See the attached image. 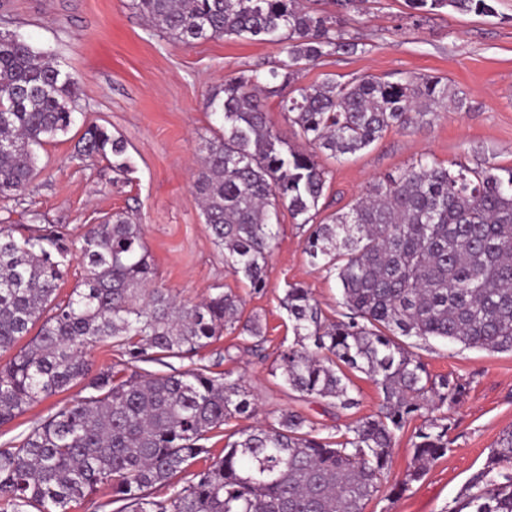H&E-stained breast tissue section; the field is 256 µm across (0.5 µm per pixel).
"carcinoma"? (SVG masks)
<instances>
[{
  "label": "carcinoma",
  "mask_w": 512,
  "mask_h": 512,
  "mask_svg": "<svg viewBox=\"0 0 512 512\" xmlns=\"http://www.w3.org/2000/svg\"><path fill=\"white\" fill-rule=\"evenodd\" d=\"M365 0H331L325 14L305 0H130L174 43L250 35L282 46L286 60L242 72L207 98L220 127L202 139L193 183L204 224L225 268L254 292L266 268L282 207L305 227V252L341 286L347 312L328 322L308 289L290 286L281 305L294 343L280 354V377L302 397L351 410L350 372L370 376L377 412L336 436L300 412L283 410L245 428L224 455L166 499L150 490L208 453L200 441L252 413L242 379L191 367L139 372V363L193 360L224 331L264 332L243 318L240 299L222 290L187 306L150 284L155 269L143 226L123 213L73 236L31 224L14 236L0 226V426L33 403L80 384L88 395L56 407L21 441L0 448V512H70L102 489L119 512H364L391 464L396 434L416 419L412 458L397 494L448 452V410L466 396L461 378H434L412 345L397 337L441 339L468 349L512 353V168L444 167L420 156L371 183L348 210L315 222L327 171L318 154L360 152L392 127L426 122L465 98L439 77L396 81L356 76L295 87L296 68L354 53L342 21ZM419 25L452 8L488 14V0H407ZM77 81L17 31L0 32V201H16L37 170L33 147L74 124ZM277 99L305 148L268 125L263 101ZM77 155L131 168L127 142L86 125ZM86 274L65 301L58 282L68 257ZM37 334L19 341L34 326ZM121 352V369L93 372L89 351ZM448 512H512V429L491 446L484 467Z\"/></svg>",
  "instance_id": "obj_1"
}]
</instances>
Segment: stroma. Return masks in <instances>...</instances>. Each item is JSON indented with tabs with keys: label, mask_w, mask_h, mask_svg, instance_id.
<instances>
[{
	"label": "stroma",
	"mask_w": 512,
	"mask_h": 512,
	"mask_svg": "<svg viewBox=\"0 0 512 512\" xmlns=\"http://www.w3.org/2000/svg\"><path fill=\"white\" fill-rule=\"evenodd\" d=\"M492 6L489 15L448 9L417 26L406 0H366L361 13L344 22L360 44L357 52L300 65V86L328 77L343 82L363 75L394 80L424 74L443 77L467 98L464 111H441L426 124L389 129L370 148L346 159L322 158L328 172L319 203L322 215L348 208L375 179L406 168L422 154L445 167L512 168V0H492ZM0 30L23 33L52 52L62 72L77 77V109L83 118L39 149L37 175L21 202L0 201V220L19 226L35 216L77 234L113 212H129L144 226L156 269L154 287L190 304L215 288H229L240 296L244 316L261 319L266 338L261 353L227 332L194 360L140 365L144 374L174 373L196 364L242 378L256 411L217 430L207 443L212 455L221 454L230 434L262 425L282 410L299 411L326 435L376 412L382 396L363 373L352 375L359 405L351 411L298 397L274 375L280 352L294 341L280 305L288 285L308 288L327 318L342 309L339 284L311 262L295 219L281 211L267 286L255 293L225 269L192 190L198 146L217 126L204 108L208 93L243 71L276 67L284 58L280 45L234 35L178 45L151 29L130 0H0ZM86 121L126 139L134 165L127 182L114 184L107 160L77 159ZM416 351L432 374L466 379L470 389L450 412L447 455L396 497L391 490L410 463L415 428L398 433L392 467L364 512H445L483 468L499 433L512 427V353L435 342L419 344ZM82 395L75 386L35 403L0 427V446L25 436L59 403Z\"/></svg>",
	"instance_id": "35a3bbf8"
}]
</instances>
